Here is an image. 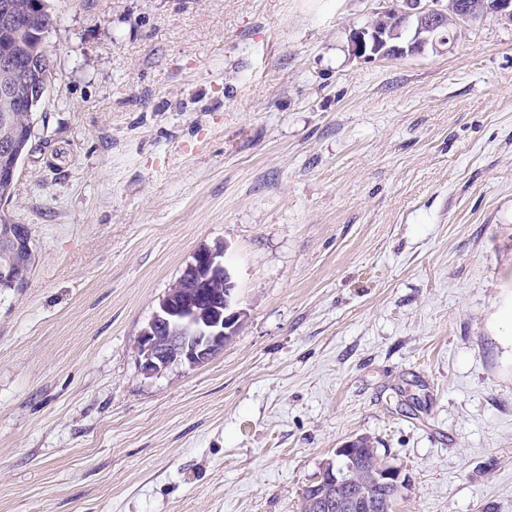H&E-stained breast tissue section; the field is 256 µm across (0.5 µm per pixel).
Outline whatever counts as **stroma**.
I'll return each mask as SVG.
<instances>
[{
	"label": "stroma",
	"instance_id": "1",
	"mask_svg": "<svg viewBox=\"0 0 512 512\" xmlns=\"http://www.w3.org/2000/svg\"><path fill=\"white\" fill-rule=\"evenodd\" d=\"M0 288V512H299L359 434L394 512H512V22L367 61L388 0H49ZM241 325L149 376L201 247ZM19 228L23 231L19 232ZM29 232L0 217V288H16L27 278L32 263ZM17 254L14 259V254ZM407 481L408 476L403 473L399 466L391 462L382 463L376 471L375 482L377 486L401 489L406 485Z\"/></svg>",
	"mask_w": 512,
	"mask_h": 512
}]
</instances>
